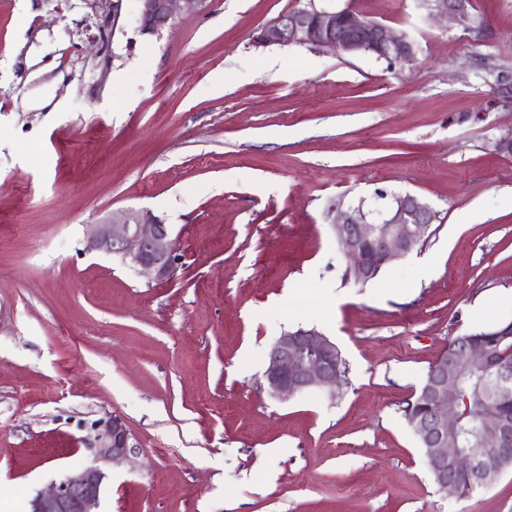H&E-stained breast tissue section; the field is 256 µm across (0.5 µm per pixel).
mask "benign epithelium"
<instances>
[{"label":"benign epithelium","mask_w":512,"mask_h":512,"mask_svg":"<svg viewBox=\"0 0 512 512\" xmlns=\"http://www.w3.org/2000/svg\"><path fill=\"white\" fill-rule=\"evenodd\" d=\"M122 0H91L117 25ZM142 28L153 33L164 29L178 9L205 10L211 0H139ZM433 18L463 21L467 0H431L427 4ZM259 47L292 45L332 50L336 54H368L389 63L412 64L418 43L405 30L362 19L348 0L346 7L306 6L288 11L259 29L253 36ZM498 100L512 103V76L495 80ZM382 205L363 211V204L352 206L338 199L328 207L330 230L346 258L345 277L365 284L377 278L388 266L422 247L438 213L419 196L406 193L388 196L377 192ZM86 251L117 256L142 269L156 281L171 279L176 271V241L169 225L148 210H125L96 224L86 233ZM336 344L314 329H297L279 336L271 347L264 381L274 397L288 398L313 390H333L340 381L336 365ZM464 367L491 368L487 345L463 340L452 346L433 365L417 394L429 403V413L410 423L424 450L427 465L443 490L458 494L461 486L448 474V458H455V471L464 473L480 486L497 480L490 466L493 459L512 458V424L490 416L484 419L480 448L466 453L448 447L457 437L470 413L469 401L457 392L455 378ZM94 464L67 474L47 493L30 501L29 512H97L101 489L111 463L127 459L134 448L130 433L116 415L92 422Z\"/></svg>","instance_id":"benign-epithelium-1"}]
</instances>
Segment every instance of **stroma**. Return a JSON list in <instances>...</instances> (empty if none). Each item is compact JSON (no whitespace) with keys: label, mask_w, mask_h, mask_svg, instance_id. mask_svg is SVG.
<instances>
[{"label":"stroma","mask_w":512,"mask_h":512,"mask_svg":"<svg viewBox=\"0 0 512 512\" xmlns=\"http://www.w3.org/2000/svg\"><path fill=\"white\" fill-rule=\"evenodd\" d=\"M307 3L212 0L153 34L122 0L96 47L84 0H0V498L19 512L91 462L109 415L135 452L101 512H512V469L441 491L400 412L478 331L474 305L512 321V158L493 147L512 106L481 65L512 70V0L463 23L356 0L415 37L410 65L254 45ZM380 190L439 218L361 285L327 209ZM125 209L170 225L171 280L86 252L85 225ZM299 328L336 343L345 380L271 397L270 348Z\"/></svg>","instance_id":"obj_1"}]
</instances>
